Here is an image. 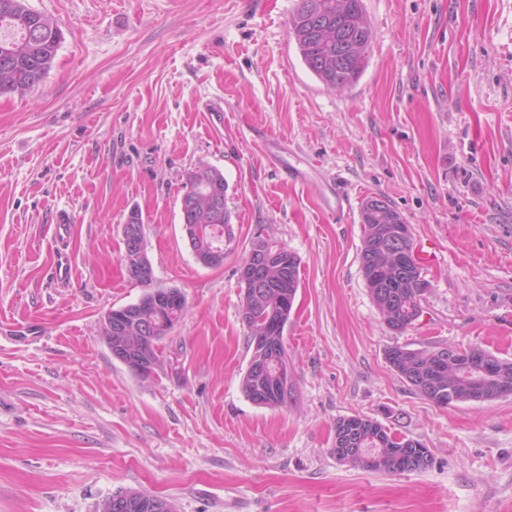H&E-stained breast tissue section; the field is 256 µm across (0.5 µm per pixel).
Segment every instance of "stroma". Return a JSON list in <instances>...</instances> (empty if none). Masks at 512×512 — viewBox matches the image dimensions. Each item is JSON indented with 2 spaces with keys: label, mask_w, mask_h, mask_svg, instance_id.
Listing matches in <instances>:
<instances>
[{
  "label": "stroma",
  "mask_w": 512,
  "mask_h": 512,
  "mask_svg": "<svg viewBox=\"0 0 512 512\" xmlns=\"http://www.w3.org/2000/svg\"><path fill=\"white\" fill-rule=\"evenodd\" d=\"M296 3L28 0L62 42L44 83L0 95V512H99L124 489L174 512H512V395L441 407L385 358L477 346L512 360V0H363L368 64L340 89L303 63ZM201 166L223 173L232 213L215 268L181 219ZM370 196L430 256L400 334L363 279ZM60 210L75 221L64 288ZM133 211L155 284L187 298L147 378L103 333L143 293L122 261ZM258 236L300 261L277 408L241 390L240 268ZM355 415L421 442L429 465L338 462L334 427ZM73 257L66 249H58L52 260V276L57 284L69 285L73 279Z\"/></svg>",
  "instance_id": "35a3bbf8"
}]
</instances>
